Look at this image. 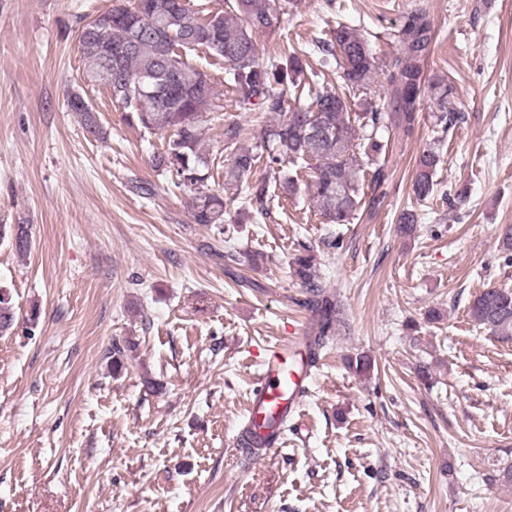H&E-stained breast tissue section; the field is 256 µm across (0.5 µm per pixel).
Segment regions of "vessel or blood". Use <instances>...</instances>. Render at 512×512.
<instances>
[{
  "instance_id": "obj_1",
  "label": "vessel or blood",
  "mask_w": 512,
  "mask_h": 512,
  "mask_svg": "<svg viewBox=\"0 0 512 512\" xmlns=\"http://www.w3.org/2000/svg\"><path fill=\"white\" fill-rule=\"evenodd\" d=\"M259 366L237 441L243 450L253 446L254 433H267L269 453L278 449L283 428L302 402L312 364L305 345L288 337L265 348Z\"/></svg>"
}]
</instances>
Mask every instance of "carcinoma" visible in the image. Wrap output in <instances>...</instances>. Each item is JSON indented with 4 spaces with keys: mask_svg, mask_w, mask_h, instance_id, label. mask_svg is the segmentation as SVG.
<instances>
[{
    "mask_svg": "<svg viewBox=\"0 0 512 512\" xmlns=\"http://www.w3.org/2000/svg\"><path fill=\"white\" fill-rule=\"evenodd\" d=\"M136 2L111 0L106 10L78 28L84 78L106 90L130 127L169 133L162 150L154 154L152 167L169 176L174 187L193 191L192 223L221 234L228 206L224 196L207 185L210 158L200 127L205 114L224 106L211 77L188 60L189 52L199 50L224 64L228 91L238 107L279 115L250 147L239 145L242 125L237 120L224 124L225 147L231 149L224 181L245 187L234 223H255L267 215L272 186L281 197L293 198L300 189L302 168L313 171L305 188L326 223L349 224L363 207L378 208L380 197L365 200L364 183L377 191L389 181L381 165L366 177L367 167L385 151L381 132L391 128L408 138L419 123L417 100L434 38L425 9L411 11L390 34L398 43V54L387 70L385 95L379 104L358 112V98L374 86L378 71L366 38L354 24H338L331 38L318 46L324 64L333 63L340 70L342 85L335 88L317 78L304 82L301 75L307 62L295 50L267 61L260 57L256 36L280 30L293 14L294 0H233L214 16L204 7H177L175 0H142L149 23L139 15ZM430 88L439 109L436 123L446 129L462 121L452 102L453 86L439 80ZM67 106L88 133L105 135L96 110L82 94L70 93ZM440 162L434 147L416 158L417 200L434 196ZM0 240L24 256L32 244L30 225L0 224ZM292 268L310 289L306 336L313 361L334 335L340 307L319 284L311 250L297 255ZM468 312L476 324L503 336L511 334L512 289L482 290ZM13 323L9 298L0 291V333L11 330Z\"/></svg>",
    "mask_w": 512,
    "mask_h": 512,
    "instance_id": "1",
    "label": "carcinoma"
}]
</instances>
